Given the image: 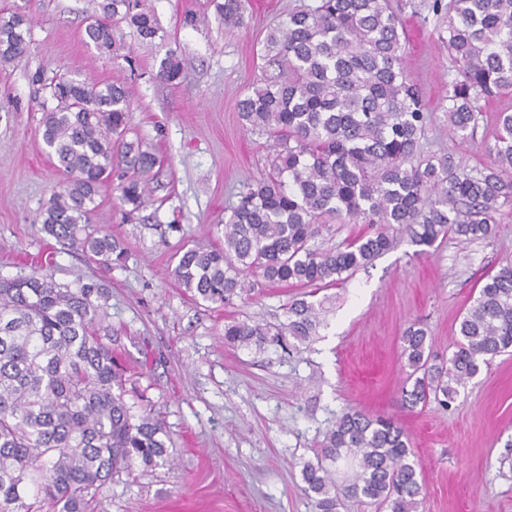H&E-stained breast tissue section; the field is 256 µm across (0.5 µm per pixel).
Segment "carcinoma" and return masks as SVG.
<instances>
[{
    "mask_svg": "<svg viewBox=\"0 0 512 512\" xmlns=\"http://www.w3.org/2000/svg\"><path fill=\"white\" fill-rule=\"evenodd\" d=\"M246 0H224L228 32L244 23ZM439 17L438 34L458 67L442 111L454 135L473 134L481 101L512 89V0H421ZM403 0H316L288 10L267 30L265 56L277 71L237 104L246 130L272 138L271 170L244 185L224 212V246L181 247L174 273L193 296L216 305L248 296L258 274L269 285L334 286L394 247L393 232L432 247L448 234L486 239L512 203V113L499 115L491 160L465 170L424 150L427 108L405 65ZM152 43L159 37L144 0H102L85 33L101 54L119 48L117 26ZM25 15L0 13V64L28 53ZM182 62L169 52L158 77L175 81ZM42 139L65 175L41 213V230L119 264L124 249L90 227L112 173L132 210L147 201L157 156L130 131V90L65 76L51 87ZM379 229L334 248L314 241L334 224ZM108 292L62 284L36 271L0 280V512H99L114 476L172 462L161 418L129 397V376L103 341ZM276 329L251 320L224 324L227 346L303 345L319 325L316 304L292 299ZM460 339L437 361L427 330L402 336L407 366L403 405L452 403L481 367L512 349V264L480 288L463 316ZM349 473L339 476V466ZM302 491L314 512L344 502L388 512H419L424 484L411 438L394 419L346 409L326 432L315 460L302 467Z\"/></svg>",
    "mask_w": 512,
    "mask_h": 512,
    "instance_id": "carcinoma-1",
    "label": "carcinoma"
}]
</instances>
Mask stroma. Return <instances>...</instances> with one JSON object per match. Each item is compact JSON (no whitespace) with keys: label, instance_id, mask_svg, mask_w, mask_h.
Here are the masks:
<instances>
[{"label":"stroma","instance_id":"obj_1","mask_svg":"<svg viewBox=\"0 0 512 512\" xmlns=\"http://www.w3.org/2000/svg\"><path fill=\"white\" fill-rule=\"evenodd\" d=\"M164 41L141 44L121 27L120 56L99 54L84 29L98 0H0L22 4L31 43L0 65V279L33 270L57 282L93 278L109 290L107 335L137 389L159 411L173 466L114 479L100 512H311L301 469L337 414L351 408L398 420L423 465L422 512H512V352L495 357L449 408L403 407L400 338L421 322L448 358L462 314L490 274L512 262V203L491 238L448 237L417 253L406 232L373 266L315 296L318 334L293 350L231 348L235 318L285 322L292 287L260 284L245 300H193L171 256L182 245L224 243V213L244 185L269 170L274 142L246 131L237 103L264 75L266 31L311 0H250L245 23L226 32L213 0H147ZM433 16L405 13L406 67L430 113L427 152L482 168L496 118L512 94L491 100L474 135L450 134L440 103L457 74ZM175 51V83L157 76ZM63 74L132 92L130 126L161 163L149 201L127 216L118 190L103 192L91 224L122 239L123 265L107 268L41 232L39 213L65 177L42 139L48 79Z\"/></svg>","mask_w":512,"mask_h":512}]
</instances>
